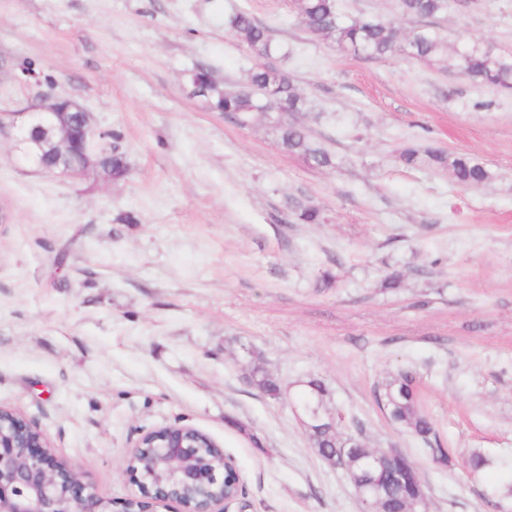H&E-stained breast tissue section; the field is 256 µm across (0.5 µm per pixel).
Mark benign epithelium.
<instances>
[{
	"label": "benign epithelium",
	"mask_w": 512,
	"mask_h": 512,
	"mask_svg": "<svg viewBox=\"0 0 512 512\" xmlns=\"http://www.w3.org/2000/svg\"><path fill=\"white\" fill-rule=\"evenodd\" d=\"M48 115L63 122L67 142H77L82 164L65 165L60 169L47 167L49 173L70 176L84 174L94 166L99 154L92 149L95 131L88 113L76 101L59 97L37 111L12 112L13 122L21 132ZM294 412L302 427L313 429L325 423L344 430L345 444L353 443L345 420L336 415L309 412L296 405ZM193 428L170 425L145 434L131 452V470L137 476L140 495L127 499L120 512H158L170 501L177 502L185 512H226L239 500V483L233 466L224 455L210 457L200 451L189 437ZM148 449L151 465L141 468L137 457ZM401 456L396 448L376 450L357 460L366 471H375L388 459ZM409 481L412 500L425 505L426 493L415 466H410ZM364 512L377 509L380 495L373 482L353 483ZM76 502L80 512H112L111 503L87 491L80 471L71 464L56 460L47 449L41 432L18 414L0 408V512H67L65 503Z\"/></svg>",
	"instance_id": "obj_1"
}]
</instances>
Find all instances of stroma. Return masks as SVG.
<instances>
[{"mask_svg":"<svg viewBox=\"0 0 512 512\" xmlns=\"http://www.w3.org/2000/svg\"><path fill=\"white\" fill-rule=\"evenodd\" d=\"M242 8L287 45L334 168L283 152L264 115L242 126L185 93L199 65L245 78L253 61L224 25ZM296 11L0 0V114L75 99L129 164L117 182L45 173L0 125V407L117 506L138 493L136 443L180 424L234 460L246 512H362L292 411L298 382L319 378L368 447L411 459L427 512H497L482 492L498 471L472 479L464 461L512 457V92L444 59L346 56ZM438 25L449 52L480 39L512 53V0H450ZM410 144L474 155L494 178L464 188L406 167ZM292 197L325 223H294ZM401 370L454 466L380 409Z\"/></svg>","mask_w":512,"mask_h":512,"instance_id":"stroma-1","label":"stroma"}]
</instances>
